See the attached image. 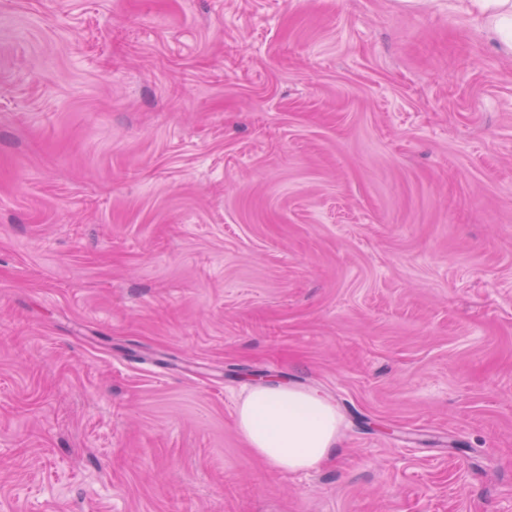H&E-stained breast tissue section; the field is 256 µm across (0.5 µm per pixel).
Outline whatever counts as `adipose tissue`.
<instances>
[{
    "label": "adipose tissue",
    "instance_id": "obj_1",
    "mask_svg": "<svg viewBox=\"0 0 512 512\" xmlns=\"http://www.w3.org/2000/svg\"><path fill=\"white\" fill-rule=\"evenodd\" d=\"M457 7L484 14L512 51V0H457ZM236 425L251 451L279 473L314 470L337 454L341 443L335 408L316 393L289 385L249 389L237 408Z\"/></svg>",
    "mask_w": 512,
    "mask_h": 512
}]
</instances>
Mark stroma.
I'll use <instances>...</instances> for the list:
<instances>
[{"label": "stroma", "mask_w": 512, "mask_h": 512, "mask_svg": "<svg viewBox=\"0 0 512 512\" xmlns=\"http://www.w3.org/2000/svg\"><path fill=\"white\" fill-rule=\"evenodd\" d=\"M317 392L282 474L247 388ZM0 512H512V52L454 0H0ZM236 425L251 451L278 473L316 469L341 443L336 409L319 395L290 385L248 390Z\"/></svg>", "instance_id": "1"}]
</instances>
